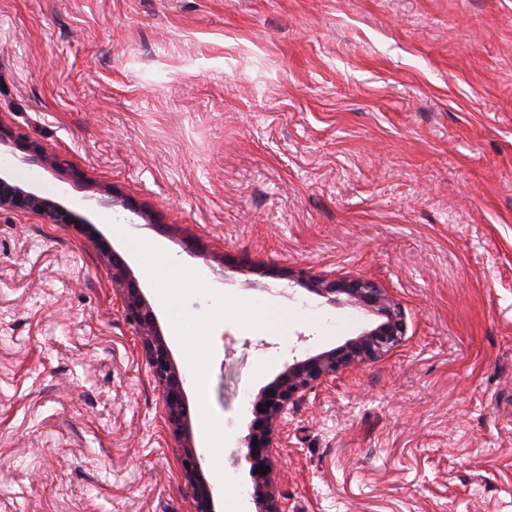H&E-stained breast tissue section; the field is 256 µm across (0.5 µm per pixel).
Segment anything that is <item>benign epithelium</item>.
I'll return each mask as SVG.
<instances>
[{
  "label": "benign epithelium",
  "mask_w": 512,
  "mask_h": 512,
  "mask_svg": "<svg viewBox=\"0 0 512 512\" xmlns=\"http://www.w3.org/2000/svg\"><path fill=\"white\" fill-rule=\"evenodd\" d=\"M34 211L54 224L80 221L60 203L13 183L0 171V210ZM112 278L123 291L124 310L139 331L141 347L151 376L158 385L165 422L177 446L175 454L192 489L195 512H215L213 486L206 480L201 457L191 441L190 409L186 376L177 367L162 336L156 313L146 299L127 262L112 253ZM290 281L336 305L342 301L374 312L383 321L342 345L302 359H293L251 402L250 419L241 438V455L248 465V486L254 512H285L279 490L273 449L281 447L279 424L288 408L298 404L306 392L356 365L373 362L400 346L407 333L405 312L394 296L378 283L363 277L297 276ZM345 299H340V296ZM272 402L266 406V402ZM258 444H253V441ZM268 468L261 474L260 466Z\"/></svg>",
  "instance_id": "benign-epithelium-1"
}]
</instances>
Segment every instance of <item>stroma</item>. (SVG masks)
<instances>
[{
    "label": "stroma",
    "instance_id": "obj_1",
    "mask_svg": "<svg viewBox=\"0 0 512 512\" xmlns=\"http://www.w3.org/2000/svg\"><path fill=\"white\" fill-rule=\"evenodd\" d=\"M0 120L57 159L16 184L88 218L0 212V512L194 510L112 281L114 250L157 300L130 220L202 273L156 313L205 355L216 512L243 402L379 322L291 270L383 284L408 329L289 409L288 512H512V0H0Z\"/></svg>",
    "mask_w": 512,
    "mask_h": 512
}]
</instances>
